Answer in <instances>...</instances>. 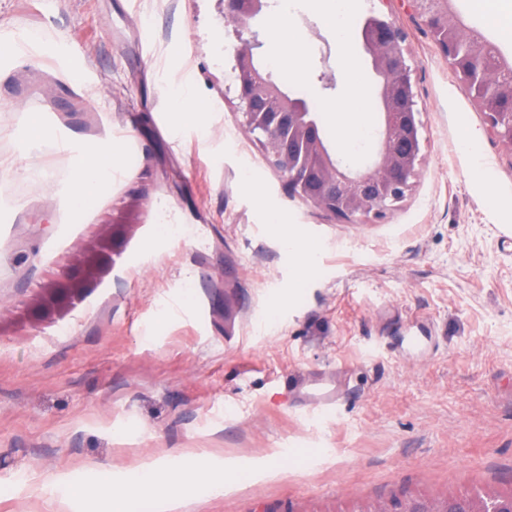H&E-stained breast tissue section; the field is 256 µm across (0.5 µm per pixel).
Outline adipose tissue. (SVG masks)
<instances>
[{
  "label": "adipose tissue",
  "instance_id": "1",
  "mask_svg": "<svg viewBox=\"0 0 512 512\" xmlns=\"http://www.w3.org/2000/svg\"><path fill=\"white\" fill-rule=\"evenodd\" d=\"M70 160L76 172L70 195L77 201L88 200L97 195L100 175L105 169L111 168L116 160V151L112 148L81 146L72 151ZM198 469L210 473L211 491H223L229 477V469L223 457L202 448H194L180 452L177 462H149L125 474L113 475L107 468H99V479L95 486L73 488L69 495L73 498L103 496L107 498L112 512H125L124 497L112 492L113 483L119 482L136 490L153 492L155 512H172L176 503L185 500L193 491L194 472Z\"/></svg>",
  "mask_w": 512,
  "mask_h": 512
}]
</instances>
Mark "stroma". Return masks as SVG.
Segmentation results:
<instances>
[{
	"label": "stroma",
	"instance_id": "obj_1",
	"mask_svg": "<svg viewBox=\"0 0 512 512\" xmlns=\"http://www.w3.org/2000/svg\"><path fill=\"white\" fill-rule=\"evenodd\" d=\"M222 0H0V161L21 157L30 113L48 134L20 169L0 168V512H107L53 482L88 486L181 448L260 468L224 494L200 487L180 512H365L476 487L512 490V152L464 129L483 112L407 0H364L350 21L404 31L426 166L387 218L350 224L289 194L242 126ZM319 0L255 22L258 64L337 104L359 42ZM306 51L285 79L292 43ZM335 85L326 87L324 75ZM191 93L199 124H177ZM114 145L120 163L78 203L65 141ZM481 158L486 176L474 172ZM39 169V176L27 173ZM180 236L154 235L158 218ZM115 264L42 323L43 286L111 224ZM310 256L288 249L287 236ZM305 277H297L300 264ZM337 374V404L308 418L281 377Z\"/></svg>",
	"mask_w": 512,
	"mask_h": 512
}]
</instances>
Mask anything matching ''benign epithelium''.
I'll list each match as a JSON object with an SVG mask.
<instances>
[{
    "label": "benign epithelium",
    "mask_w": 512,
    "mask_h": 512,
    "mask_svg": "<svg viewBox=\"0 0 512 512\" xmlns=\"http://www.w3.org/2000/svg\"><path fill=\"white\" fill-rule=\"evenodd\" d=\"M407 2L458 79L473 92L487 134L512 152V83L502 78L512 73V65L499 55L493 66L483 63L481 35L450 14V0ZM264 7L265 0H224L225 26L236 32L238 41L233 74L245 131L255 136L271 165L285 176L292 194L350 224L386 217L412 191L425 159L423 121L416 108L404 32L395 22L376 17L363 25L362 43L380 77L383 112L377 152L368 165L358 167L333 156L319 119L257 66L260 42L251 26ZM123 232L124 225H112L110 237L78 255L44 288L33 318H47L84 296L90 283L114 264V243Z\"/></svg>",
    "instance_id": "7a95c632"
}]
</instances>
